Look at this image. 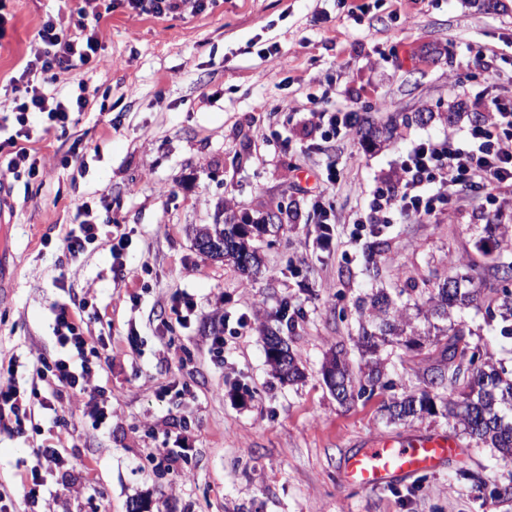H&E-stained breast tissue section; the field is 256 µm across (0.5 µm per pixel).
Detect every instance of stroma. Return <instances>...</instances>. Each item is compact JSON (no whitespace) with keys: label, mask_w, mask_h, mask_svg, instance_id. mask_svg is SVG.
<instances>
[{"label":"stroma","mask_w":512,"mask_h":512,"mask_svg":"<svg viewBox=\"0 0 512 512\" xmlns=\"http://www.w3.org/2000/svg\"><path fill=\"white\" fill-rule=\"evenodd\" d=\"M5 10L7 136L12 79L40 50L38 29L47 16L69 18L63 0H5ZM96 34L95 61L45 87L61 97L85 86L87 109L62 132L34 125L40 175L7 181L0 196V362L17 359L21 386L44 389L33 363L57 352L52 307L93 293L87 332L95 353L112 358L98 380L111 413L96 425L83 398L65 396L60 425L1 430L0 495L23 512L24 462L51 445L68 466L49 476L41 512H512V502L482 501L462 477L503 482L512 462L497 451L471 445L441 417L388 422L385 392L340 404L322 378L330 349L362 363L358 297L435 287L449 263L479 259L477 235L498 237L488 214L512 216V188L500 187L496 204L474 191L377 237L353 225L411 143L462 134L474 114L512 98V0H210L201 13L164 19L116 2ZM330 104L357 111L361 134L324 142L311 113ZM318 196L337 218L327 250ZM102 197L111 207L97 212L99 240L71 255L66 233L82 204ZM245 213L279 217L253 241L262 260L254 279L199 254L189 234ZM112 234L128 239L119 271ZM380 240L374 279L366 256ZM188 302L193 313L177 320L174 308ZM462 317L511 371L501 321L473 308ZM270 330L287 339L300 380L273 371ZM373 434L447 435L461 451L422 478L366 492L344 482L343 467ZM177 437L187 457L173 471L160 452Z\"/></svg>","instance_id":"obj_1"}]
</instances>
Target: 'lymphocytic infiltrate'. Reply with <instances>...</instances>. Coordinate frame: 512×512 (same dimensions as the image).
<instances>
[{
	"mask_svg": "<svg viewBox=\"0 0 512 512\" xmlns=\"http://www.w3.org/2000/svg\"><path fill=\"white\" fill-rule=\"evenodd\" d=\"M75 2L68 25L58 24L52 18L43 22L37 32L41 50L13 81L16 129L14 134L0 139L1 174L36 179L41 159L26 146L31 123L39 119L46 128H63L73 113L85 111L89 105L85 93L51 97L41 84L42 77L51 75L53 70L90 65L98 54L100 45L94 22L101 14L88 11L91 0ZM397 170L395 185L373 191L368 203L370 213L421 219L474 190L489 192L512 183V99L495 100L492 112L471 123L462 136L414 142L399 155ZM89 307L85 300L72 311L54 308L58 355L51 369L52 381L42 400L35 403L27 397L16 380L14 368L0 371V429L23 433L28 424L34 423L36 409L54 410L55 399L66 391L85 397V406L96 422L107 420V407L97 401L100 368L87 357L89 339L83 323Z\"/></svg>",
	"mask_w": 512,
	"mask_h": 512,
	"instance_id": "1",
	"label": "lymphocytic infiltrate"
}]
</instances>
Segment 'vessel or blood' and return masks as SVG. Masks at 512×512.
Listing matches in <instances>:
<instances>
[{
    "instance_id": "obj_1",
    "label": "vessel or blood",
    "mask_w": 512,
    "mask_h": 512,
    "mask_svg": "<svg viewBox=\"0 0 512 512\" xmlns=\"http://www.w3.org/2000/svg\"><path fill=\"white\" fill-rule=\"evenodd\" d=\"M459 445L448 436L437 435L409 442L373 437L365 448L349 457L343 471L347 483L372 490L439 468L457 455Z\"/></svg>"
}]
</instances>
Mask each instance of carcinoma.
Listing matches in <instances>:
<instances>
[{"label":"carcinoma","instance_id":"1","mask_svg":"<svg viewBox=\"0 0 512 512\" xmlns=\"http://www.w3.org/2000/svg\"><path fill=\"white\" fill-rule=\"evenodd\" d=\"M263 225L250 222L244 215L235 224H204L193 230V239L214 236L224 240V259L231 261L244 273L258 266V255L251 244L253 231ZM481 263L466 265V272L448 276L435 288H409L398 293L405 298L402 305L384 291L370 300L359 302L361 323L358 345L369 355L365 368L354 371L346 354L339 349L322 370L326 386L338 389L340 403L374 395L375 391L393 388L386 378L387 348L398 347L409 358L421 357L424 386L404 389L390 396L382 409L391 422L426 415L441 414L452 418L462 427L463 434L478 446L496 449L500 456L512 461V376L496 365L490 353L471 341L472 333L463 324L440 330L429 343L421 342L406 320L408 306H429L430 315L442 320L454 309L478 308L489 302L496 306L504 326L501 333L512 337V289L490 288L495 280L512 283V262H506L490 252L484 253ZM275 372L283 379L295 381L302 377L293 351H288V372L278 359H270Z\"/></svg>","mask_w":512,"mask_h":512}]
</instances>
